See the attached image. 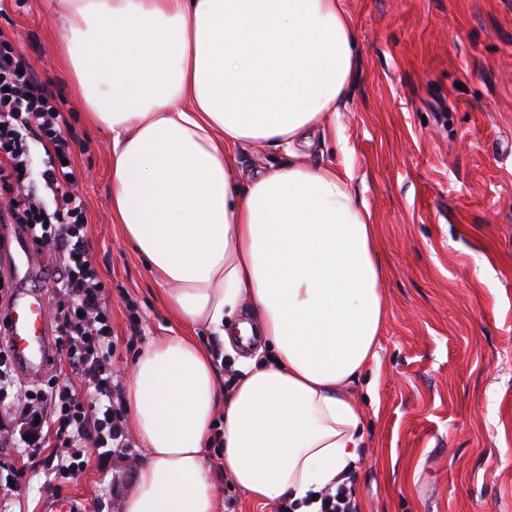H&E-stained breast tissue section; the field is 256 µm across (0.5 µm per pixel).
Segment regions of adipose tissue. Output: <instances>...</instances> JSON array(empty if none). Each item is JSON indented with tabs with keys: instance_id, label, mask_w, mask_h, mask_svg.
Listing matches in <instances>:
<instances>
[{
	"instance_id": "adipose-tissue-1",
	"label": "adipose tissue",
	"mask_w": 512,
	"mask_h": 512,
	"mask_svg": "<svg viewBox=\"0 0 512 512\" xmlns=\"http://www.w3.org/2000/svg\"><path fill=\"white\" fill-rule=\"evenodd\" d=\"M61 60L86 119L111 136L112 218L184 327L138 356L127 398L145 448L123 512H219L205 448L265 505L300 501L359 459L346 387L378 358L377 229L351 168L299 160L334 116L356 57L343 0H56ZM281 165L241 179L236 152ZM264 348L221 392L193 329ZM224 426L216 428V408ZM284 162H288V156L282 151L247 146L237 152L234 175L236 176L240 170L251 172L260 166L278 165Z\"/></svg>"
}]
</instances>
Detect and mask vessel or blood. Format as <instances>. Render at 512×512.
<instances>
[{"label":"vessel or blood","mask_w":512,"mask_h":512,"mask_svg":"<svg viewBox=\"0 0 512 512\" xmlns=\"http://www.w3.org/2000/svg\"><path fill=\"white\" fill-rule=\"evenodd\" d=\"M42 299L15 302L4 337L16 365L25 374L44 371L54 358L51 325L43 316Z\"/></svg>","instance_id":"vessel-or-blood-1"}]
</instances>
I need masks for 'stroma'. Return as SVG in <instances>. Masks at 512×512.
Returning <instances> with one entry per match:
<instances>
[{
	"mask_svg": "<svg viewBox=\"0 0 512 512\" xmlns=\"http://www.w3.org/2000/svg\"><path fill=\"white\" fill-rule=\"evenodd\" d=\"M357 55L336 123L346 147L314 136L305 161L351 167L377 224L385 317L378 359L350 384L363 446L352 470L359 512H512V0H345ZM15 37L61 97L86 148L88 239L112 316V376L127 388L139 352L182 331L146 263L112 220L111 138L91 127L62 70L49 0H6ZM51 258L7 271L8 298H50ZM51 449L36 469L0 447L12 512H113L136 483L139 442L90 448L62 477ZM221 500L273 512L225 477L206 449Z\"/></svg>",
	"mask_w": 512,
	"mask_h": 512,
	"instance_id": "35a3bbf8",
	"label": "stroma"
}]
</instances>
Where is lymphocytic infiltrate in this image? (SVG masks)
<instances>
[{
  "label": "lymphocytic infiltrate",
  "instance_id": "lymphocytic-infiltrate-1",
  "mask_svg": "<svg viewBox=\"0 0 512 512\" xmlns=\"http://www.w3.org/2000/svg\"><path fill=\"white\" fill-rule=\"evenodd\" d=\"M73 140L48 81L22 46L0 32V223L19 225L38 253L58 257L49 315L59 351L93 397L83 405L51 382L19 390L13 359L0 349V445H16L14 426L40 417L54 437L60 474L83 469L88 444L124 448L130 442L125 406L112 381V322L89 253L90 215L71 161ZM38 146L40 159L34 155ZM16 447L20 457L36 455L31 446Z\"/></svg>",
  "mask_w": 512,
  "mask_h": 512
}]
</instances>
